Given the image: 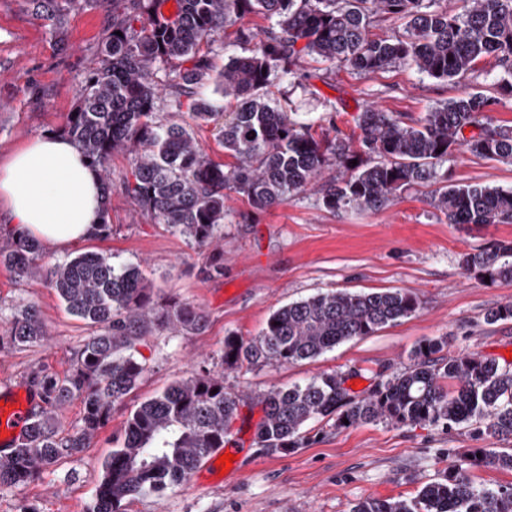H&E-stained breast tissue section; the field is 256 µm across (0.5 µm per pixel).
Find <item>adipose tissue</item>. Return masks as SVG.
Wrapping results in <instances>:
<instances>
[{
    "instance_id": "obj_1",
    "label": "adipose tissue",
    "mask_w": 512,
    "mask_h": 512,
    "mask_svg": "<svg viewBox=\"0 0 512 512\" xmlns=\"http://www.w3.org/2000/svg\"><path fill=\"white\" fill-rule=\"evenodd\" d=\"M0 204L11 227L61 250L93 239L103 213L96 172L54 133L30 139L0 164Z\"/></svg>"
}]
</instances>
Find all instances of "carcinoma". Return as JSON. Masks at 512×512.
Wrapping results in <instances>:
<instances>
[{
  "label": "carcinoma",
  "instance_id": "obj_1",
  "mask_svg": "<svg viewBox=\"0 0 512 512\" xmlns=\"http://www.w3.org/2000/svg\"><path fill=\"white\" fill-rule=\"evenodd\" d=\"M161 2L112 0L113 34L63 133L100 175L115 153H135L125 193L157 223L209 251L208 275H224L217 240L231 194L266 211L303 193L333 167L343 175L321 185L322 203L332 211H378L401 188L426 184L435 187L436 206L450 224H512V190L450 185L442 170L448 156L461 149L512 163V130L486 115L494 99L467 93L416 120L368 105L357 113L354 139L337 129L332 136H317L314 125L324 117L310 118L293 108L290 97L277 101L269 95L275 84L295 78L299 58L307 54L366 74L404 65L446 81L491 57L505 75L499 88L512 96V0H465L457 13L448 11L445 0H174L169 17L160 11ZM250 14L273 25L259 33L245 21ZM380 16L400 22L401 30L370 38L369 27ZM230 27L244 53L230 55L216 73L213 46ZM160 64L169 69L179 95L192 100V121L220 124L224 152L234 164L209 159L191 125L158 119L160 106L182 107L178 98L161 102ZM211 83L235 101L234 111H220L203 95ZM467 128L476 133L464 136ZM45 251L43 242L17 231L0 246V263L20 279H46L66 310L94 332L76 351L68 375L33 374L42 406L33 411L34 423L17 448L0 457V487L19 493L93 446L149 371L138 346L151 329L194 334L206 322L204 312L190 303H152L134 265L83 252L44 268L37 259ZM511 256L512 242H500L465 255L463 264L491 282L512 281ZM418 308L417 298L403 289L320 292L273 311L252 339L225 336L220 365L313 360ZM485 320L512 321V301L489 309ZM46 338L35 305L13 316L8 342L27 347ZM441 348L438 340L424 341L410 367L377 382L363 399L350 395L346 377L338 373L271 387L260 400L256 444L268 452L298 448L305 441L304 426L326 417L336 418L340 427L382 420L448 430L466 423L479 438H511L512 369L475 353L437 359ZM445 379L453 387L445 386ZM75 395L83 406L81 423L65 432L57 409ZM239 407L238 396L224 388V372L207 368L137 405L126 419L123 445L101 463L97 493L86 512H126L135 498L186 483L203 458L224 447ZM474 467L512 470V453L475 448L456 457L441 479L424 484L415 497L367 498L351 512H512V487L475 484Z\"/></svg>",
  "mask_w": 512,
  "mask_h": 512
}]
</instances>
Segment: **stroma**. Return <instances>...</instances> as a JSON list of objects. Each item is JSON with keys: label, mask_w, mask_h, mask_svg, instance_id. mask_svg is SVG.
<instances>
[{"label": "stroma", "mask_w": 512, "mask_h": 512, "mask_svg": "<svg viewBox=\"0 0 512 512\" xmlns=\"http://www.w3.org/2000/svg\"><path fill=\"white\" fill-rule=\"evenodd\" d=\"M58 8L53 24L33 0H0L1 161L35 136L61 133L79 104L83 82L101 65V48L112 32L111 0H60ZM298 73L301 86L290 92L292 100L305 112L326 101V115L350 135L364 105L417 118L467 92L494 95L499 70L486 59L464 78L442 81L407 66L363 74L306 55ZM132 159L129 153L116 155L107 169L111 236L80 249L139 266L154 302L197 305L207 323L198 334L150 335L139 351L151 369L127 398L128 406L201 368L220 369L225 336L255 337L275 309L317 292L402 288L420 307L314 360L223 371L225 387L243 400L229 434L240 450L237 468L218 476L198 466L184 485L138 498L128 512H350L368 497H415L423 483L443 475L448 450L489 447V440L465 425L446 431L382 421L339 428L328 419L314 420L305 428L306 442L283 453H261L254 437L263 416L259 398L271 386L337 371L355 380L351 394L360 398L380 376L408 367L428 339H446V356L475 352L512 365V322L484 320L488 309L512 300V281L488 283L461 266L466 254L512 241V224L448 223L425 185L404 187L390 206L365 213L328 211L315 187L265 212L236 195L221 229L224 274L210 277L203 271L205 253L155 223L126 195ZM446 167L449 183L512 189V163L458 151ZM30 304L41 312L47 339L18 348L5 337L14 314ZM91 333L65 310L48 282L22 281L0 266V385L29 383L41 368L64 375ZM126 417L125 410L114 413L92 448L63 461L25 492L0 488V512H19L23 498L36 512H85L100 481L96 462L121 446Z\"/></svg>", "instance_id": "1"}]
</instances>
